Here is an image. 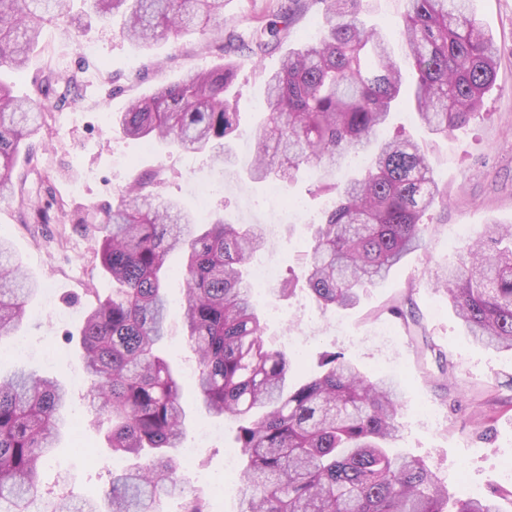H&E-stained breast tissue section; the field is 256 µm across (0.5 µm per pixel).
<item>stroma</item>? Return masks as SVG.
Returning a JSON list of instances; mask_svg holds the SVG:
<instances>
[{
  "mask_svg": "<svg viewBox=\"0 0 512 512\" xmlns=\"http://www.w3.org/2000/svg\"><path fill=\"white\" fill-rule=\"evenodd\" d=\"M290 3L224 0L220 28L222 32H247L255 15ZM471 8L499 49L496 81L484 95L478 114L467 127L443 139L428 136L403 109L394 113L382 132L386 139L402 134L427 140L435 177L448 197L447 205L429 209L421 247L407 254L382 284L363 289L356 306L347 310L321 308L303 290L284 297L274 287L254 295L264 338L273 348L299 362L342 351L372 375L397 382L403 410L395 449L424 459L457 497L468 496L475 486L483 491L512 486L502 473L512 462V410L495 414L487 441H476L469 434L471 416L486 399L487 385H498L502 395L512 394V354L476 345L432 279L435 268L448 264V232L454 225H466L470 241L489 226L512 225V0H472ZM320 20L319 4L309 0L287 35L266 53L254 55L244 48L223 52L221 35L207 40L195 33L163 38L145 48L121 37L115 26L70 10L66 20L45 25L42 50L34 51L25 71L13 77L15 95L23 96L32 93L45 63L83 76L79 96L56 109L57 114H71V121L33 141L35 177L76 203L93 222L99 219L98 209L115 203L136 176L153 171L161 174L163 197L198 212L196 186L215 170L214 159L206 153L187 154L125 137L114 119L131 99L175 82L187 71L231 59L236 66L233 90L239 98L240 133L231 143L235 163L226 167L224 188L210 197L208 210L234 224L266 225V241L255 254V262H274L283 281L300 274L303 253L311 243L310 226L274 224L267 185L251 181L247 169L254 157L266 76L279 69L289 49L318 30ZM0 239L12 244L28 276L54 291L52 307H45L44 296H37L22 329L0 339V376L23 368L58 379L68 385L69 409L82 422L78 442L62 439L41 472V510L49 512L54 493L65 490L81 498L102 494L109 486L112 452L104 429L93 421L85 387L76 383L84 373L83 363L66 336L78 324V310L106 296L112 283L93 255L90 233L74 230L67 222L39 228L21 223L15 204L7 199L0 200ZM182 263L177 252L168 261L172 274L166 286L164 347L188 386L187 401L192 402L196 399L191 388L196 358L184 321ZM405 295L410 296L423 331L454 368L462 390L459 410H450L435 378L433 360L416 352L400 321L382 313L386 304ZM383 326L391 329L393 341L377 338ZM206 425L221 429V437L200 441ZM231 435L229 423L196 414L184 438L185 445L198 449L190 471L191 490L210 499L211 483L222 478L223 512L239 510L238 478L224 448L225 438Z\"/></svg>",
  "mask_w": 512,
  "mask_h": 512,
  "instance_id": "obj_1",
  "label": "stroma"
}]
</instances>
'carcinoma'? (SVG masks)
I'll list each match as a JSON object with an SVG mask.
<instances>
[{
	"instance_id": "1",
	"label": "carcinoma",
	"mask_w": 512,
	"mask_h": 512,
	"mask_svg": "<svg viewBox=\"0 0 512 512\" xmlns=\"http://www.w3.org/2000/svg\"><path fill=\"white\" fill-rule=\"evenodd\" d=\"M320 36L288 52L266 83V118L257 133L253 180L292 182L316 167L332 203L313 223L302 278L321 306L350 308L360 290L383 282L420 247L424 217L443 198L431 157L418 141L379 139L400 102L431 132L446 136L478 112L495 80L498 50L467 0H405L395 25L412 69L405 80L391 37L369 24L362 0H315ZM100 19L122 17L120 33L142 45L191 31L206 34L224 0H80ZM66 0H0V198L27 210V178L16 175L26 141L49 130L48 89L24 97L3 80L22 71L45 24ZM298 10L257 20L229 41L263 53L287 31ZM235 65L189 71L133 101L116 118L123 135L191 153L210 152L229 165L227 141L239 127L230 94ZM369 152L363 172L341 184L336 169ZM160 173L138 176L102 209L91 231L94 253L112 294L87 309L78 332L89 379L90 408L108 424L112 453L130 464L112 472L99 498L58 496L52 512H206L178 476L185 433V386L163 350L168 256L180 251L184 318L197 358L195 391L210 417L235 424L240 449V512H500L512 489L456 498L420 459L395 452L400 406L393 384L362 372L343 352L326 355L303 380L292 378L287 353L270 348L253 302L246 266L264 244L258 224L206 223L153 188ZM435 284L474 340L512 353V226L497 225L466 256L436 273ZM38 284L26 278L12 248L0 241V337L17 330ZM387 312L417 325L396 301ZM435 353L452 406L460 403L447 356L426 336L409 335ZM69 390L56 379L20 369L0 377V503L31 512L42 498L40 469L69 428Z\"/></svg>"
}]
</instances>
